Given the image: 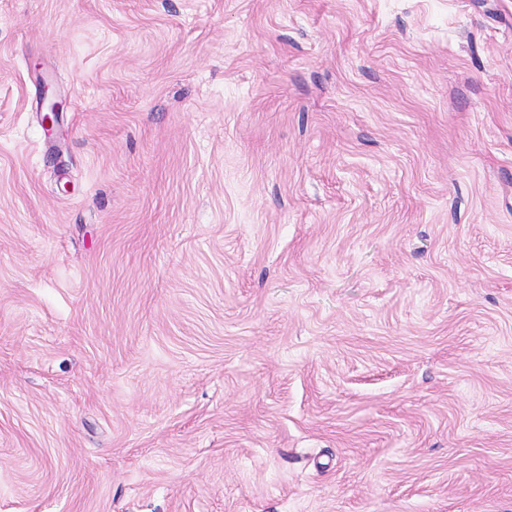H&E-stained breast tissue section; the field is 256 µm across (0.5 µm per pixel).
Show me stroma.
Segmentation results:
<instances>
[{"label":"stroma","instance_id":"stroma-1","mask_svg":"<svg viewBox=\"0 0 512 512\" xmlns=\"http://www.w3.org/2000/svg\"><path fill=\"white\" fill-rule=\"evenodd\" d=\"M0 512H512V0H0Z\"/></svg>","mask_w":512,"mask_h":512}]
</instances>
